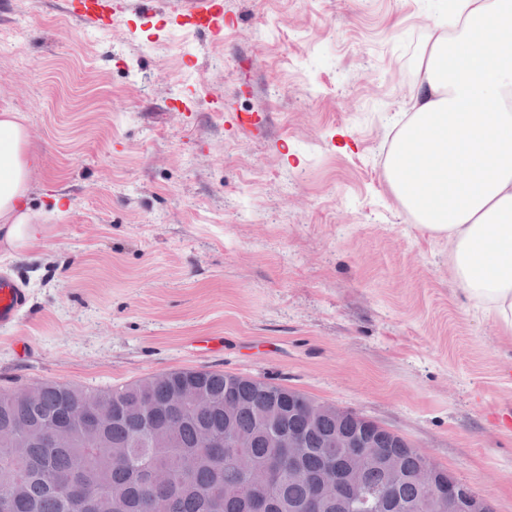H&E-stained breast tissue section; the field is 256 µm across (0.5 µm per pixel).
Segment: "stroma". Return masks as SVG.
<instances>
[{"mask_svg":"<svg viewBox=\"0 0 512 512\" xmlns=\"http://www.w3.org/2000/svg\"><path fill=\"white\" fill-rule=\"evenodd\" d=\"M447 4L224 0L214 45L0 0V111L25 116L42 159L27 201L43 227L0 251L29 295L0 330V387L265 378L400 434L512 512V336L383 180ZM233 112L265 121L239 130Z\"/></svg>","mask_w":512,"mask_h":512,"instance_id":"stroma-1","label":"stroma"}]
</instances>
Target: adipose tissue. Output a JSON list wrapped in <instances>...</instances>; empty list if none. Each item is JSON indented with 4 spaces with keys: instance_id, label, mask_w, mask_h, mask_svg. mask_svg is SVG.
Here are the masks:
<instances>
[{
    "instance_id": "1",
    "label": "adipose tissue",
    "mask_w": 512,
    "mask_h": 512,
    "mask_svg": "<svg viewBox=\"0 0 512 512\" xmlns=\"http://www.w3.org/2000/svg\"><path fill=\"white\" fill-rule=\"evenodd\" d=\"M384 165L412 223L447 234L470 305L512 335V0H450L433 18ZM41 167L16 112L0 113V239L36 243L21 205Z\"/></svg>"
}]
</instances>
